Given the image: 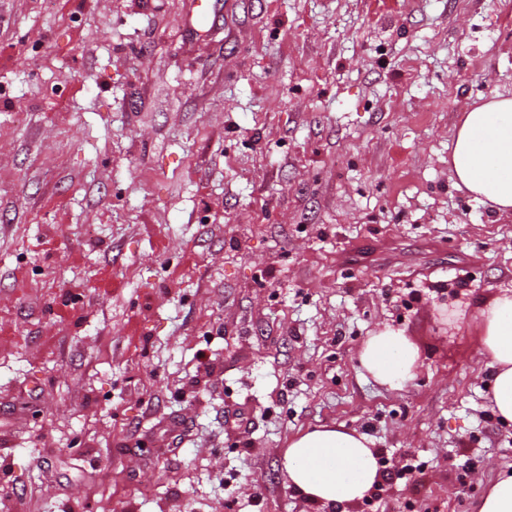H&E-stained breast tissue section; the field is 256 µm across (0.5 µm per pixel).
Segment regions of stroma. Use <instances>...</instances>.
Segmentation results:
<instances>
[{
	"instance_id": "stroma-1",
	"label": "stroma",
	"mask_w": 512,
	"mask_h": 512,
	"mask_svg": "<svg viewBox=\"0 0 512 512\" xmlns=\"http://www.w3.org/2000/svg\"><path fill=\"white\" fill-rule=\"evenodd\" d=\"M191 2L0 0V487L336 512L281 453L342 424L384 474L350 512H476L512 426L447 315L512 289V217L448 153L512 95V0H228L209 33ZM386 325L420 349L399 390L358 362Z\"/></svg>"
}]
</instances>
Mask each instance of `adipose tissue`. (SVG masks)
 Returning a JSON list of instances; mask_svg holds the SVG:
<instances>
[{"label": "adipose tissue", "instance_id": "1", "mask_svg": "<svg viewBox=\"0 0 512 512\" xmlns=\"http://www.w3.org/2000/svg\"><path fill=\"white\" fill-rule=\"evenodd\" d=\"M448 172L457 188L497 214L512 216V96H496L464 113L448 155ZM470 326L493 369L492 409L502 422L512 424V290L481 301ZM358 360L377 384L397 390L415 377L420 354L407 336L387 326L365 339ZM281 465L299 496L344 510L381 479L373 441L342 425L298 433L289 440Z\"/></svg>", "mask_w": 512, "mask_h": 512}]
</instances>
